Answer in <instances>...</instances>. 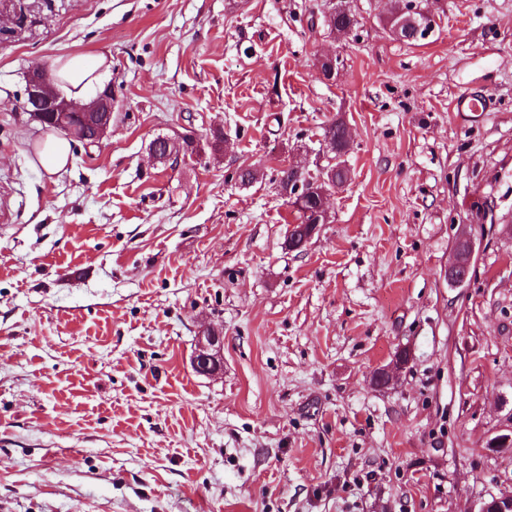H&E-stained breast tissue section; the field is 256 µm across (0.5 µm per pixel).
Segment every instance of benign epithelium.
I'll return each instance as SVG.
<instances>
[{
    "label": "benign epithelium",
    "instance_id": "1",
    "mask_svg": "<svg viewBox=\"0 0 512 512\" xmlns=\"http://www.w3.org/2000/svg\"><path fill=\"white\" fill-rule=\"evenodd\" d=\"M28 111L33 119L40 121L50 114L58 131L87 146H97L107 136L112 127V112L115 101L111 88L97 93L85 106H77L62 95L50 83L49 72L34 66L24 74ZM473 257L455 254L448 267V282L462 286L468 277ZM224 336L213 329L205 328L198 336L191 358L194 369L203 375H214L221 370L223 363ZM403 366L399 360L390 366L378 369L372 378V386L378 389L389 388L395 373ZM478 512H512V495H493L481 502Z\"/></svg>",
    "mask_w": 512,
    "mask_h": 512
}]
</instances>
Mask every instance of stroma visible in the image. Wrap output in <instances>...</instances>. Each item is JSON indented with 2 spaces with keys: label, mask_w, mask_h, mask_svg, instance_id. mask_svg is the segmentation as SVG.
<instances>
[{
  "label": "stroma",
  "mask_w": 512,
  "mask_h": 512,
  "mask_svg": "<svg viewBox=\"0 0 512 512\" xmlns=\"http://www.w3.org/2000/svg\"><path fill=\"white\" fill-rule=\"evenodd\" d=\"M316 2L0 0V512H477L512 492L489 447L512 428V0H435L415 44L390 0H348L345 35ZM101 56L110 133L47 173L23 73ZM464 90L492 111L457 115ZM335 120L349 179L288 250L275 171L327 165ZM216 125L219 155L149 154ZM207 327L213 376L190 363ZM344 126L341 121H333L324 128V140L334 158H340L347 151V141L343 138ZM461 240L468 244L470 256L466 260L464 256L455 251L454 261L448 268V282L456 287H461L466 282L474 256L472 239L469 236H464ZM224 336L214 329L204 328L198 336L191 358L194 369L203 375H214L223 363Z\"/></svg>",
  "instance_id": "stroma-1"
}]
</instances>
